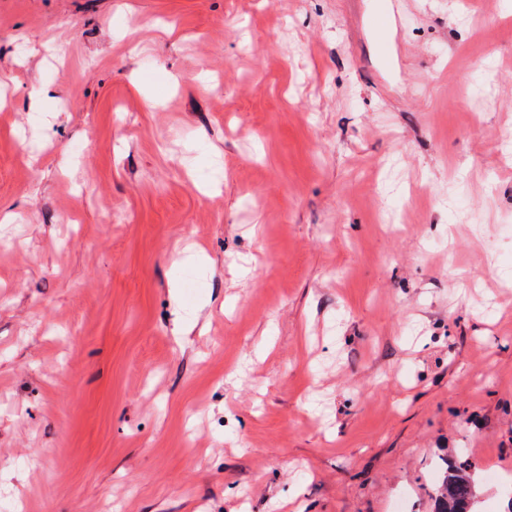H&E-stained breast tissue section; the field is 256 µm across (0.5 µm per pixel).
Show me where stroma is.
Listing matches in <instances>:
<instances>
[{"instance_id": "35a3bbf8", "label": "stroma", "mask_w": 512, "mask_h": 512, "mask_svg": "<svg viewBox=\"0 0 512 512\" xmlns=\"http://www.w3.org/2000/svg\"><path fill=\"white\" fill-rule=\"evenodd\" d=\"M0 71V499L512 507V0H0ZM434 496V512H475L477 487L467 461L452 462L442 459Z\"/></svg>"}]
</instances>
